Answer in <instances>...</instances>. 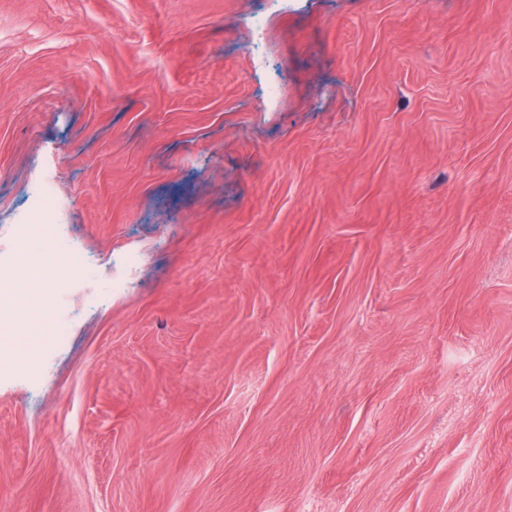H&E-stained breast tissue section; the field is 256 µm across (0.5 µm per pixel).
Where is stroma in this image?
<instances>
[{
  "label": "stroma",
  "instance_id": "1",
  "mask_svg": "<svg viewBox=\"0 0 512 512\" xmlns=\"http://www.w3.org/2000/svg\"><path fill=\"white\" fill-rule=\"evenodd\" d=\"M48 180L0 512H512V0H0Z\"/></svg>",
  "mask_w": 512,
  "mask_h": 512
}]
</instances>
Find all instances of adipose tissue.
<instances>
[{
  "label": "adipose tissue",
  "instance_id": "1",
  "mask_svg": "<svg viewBox=\"0 0 512 512\" xmlns=\"http://www.w3.org/2000/svg\"><path fill=\"white\" fill-rule=\"evenodd\" d=\"M53 291L14 271L0 276V346L11 349V333L20 330L23 344L37 342L50 314Z\"/></svg>",
  "mask_w": 512,
  "mask_h": 512
}]
</instances>
